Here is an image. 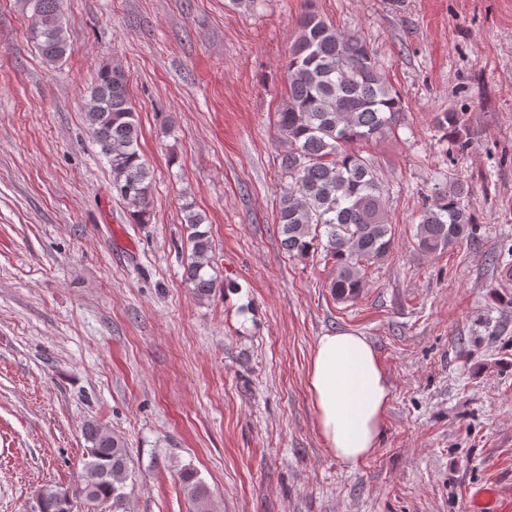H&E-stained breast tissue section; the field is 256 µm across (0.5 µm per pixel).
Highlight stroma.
I'll use <instances>...</instances> for the list:
<instances>
[{
	"instance_id": "obj_1",
	"label": "stroma",
	"mask_w": 512,
	"mask_h": 512,
	"mask_svg": "<svg viewBox=\"0 0 512 512\" xmlns=\"http://www.w3.org/2000/svg\"><path fill=\"white\" fill-rule=\"evenodd\" d=\"M370 45L404 110L362 144L393 247L339 302L323 252L282 249L276 112L306 4ZM24 0H0V512L82 473L84 428L120 434L129 512H512V0H64L47 66ZM121 65L152 178L133 223L87 128L98 70ZM466 118L459 151L436 124ZM477 231L415 237L455 179ZM206 218L220 287L183 277L185 204ZM372 343L390 385L375 452L349 468L316 427L319 336ZM183 491L187 499L192 504L195 512H210L208 505V493L204 485L196 476L189 471L182 475ZM496 492V489L492 486L478 487L471 494L470 510L473 512H496V507H494Z\"/></svg>"
}]
</instances>
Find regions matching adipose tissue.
Listing matches in <instances>:
<instances>
[{
	"instance_id": "ef3b65f1",
	"label": "adipose tissue",
	"mask_w": 512,
	"mask_h": 512,
	"mask_svg": "<svg viewBox=\"0 0 512 512\" xmlns=\"http://www.w3.org/2000/svg\"><path fill=\"white\" fill-rule=\"evenodd\" d=\"M308 386L318 431L341 462L356 466L378 445L390 388L366 337L326 333L310 358Z\"/></svg>"
}]
</instances>
